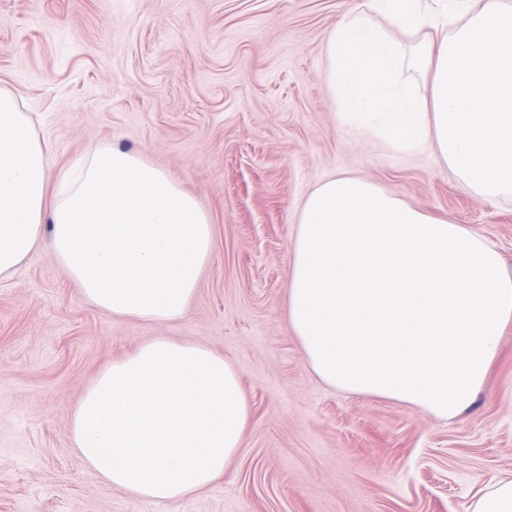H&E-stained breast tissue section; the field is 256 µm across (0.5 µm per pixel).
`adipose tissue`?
<instances>
[{
	"label": "adipose tissue",
	"instance_id": "obj_1",
	"mask_svg": "<svg viewBox=\"0 0 512 512\" xmlns=\"http://www.w3.org/2000/svg\"><path fill=\"white\" fill-rule=\"evenodd\" d=\"M379 15L446 33L410 55ZM326 57L342 126L432 151L469 192L512 198V0H369L328 34ZM45 246L99 311L169 323L196 295L214 228L167 171L109 143L52 185L46 142L0 88V282ZM289 269L288 326L309 370L438 419L472 405L512 325V269L496 248L348 173L307 195ZM249 418L224 356L158 336L101 370L70 439L107 482L162 504L223 476Z\"/></svg>",
	"mask_w": 512,
	"mask_h": 512
}]
</instances>
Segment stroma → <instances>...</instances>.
<instances>
[{"label": "stroma", "instance_id": "35a3bbf8", "mask_svg": "<svg viewBox=\"0 0 512 512\" xmlns=\"http://www.w3.org/2000/svg\"><path fill=\"white\" fill-rule=\"evenodd\" d=\"M361 2L0 0V87L34 114L51 170L104 142L137 152L214 226L174 322L100 312L47 248L0 282V512H466L483 484L512 479V326L451 420L327 387L288 328L295 221L339 172L465 225L512 267V201L338 122L326 36ZM156 336L224 355L251 410L223 477L162 505L104 481L69 439L98 373Z\"/></svg>", "mask_w": 512, "mask_h": 512}]
</instances>
